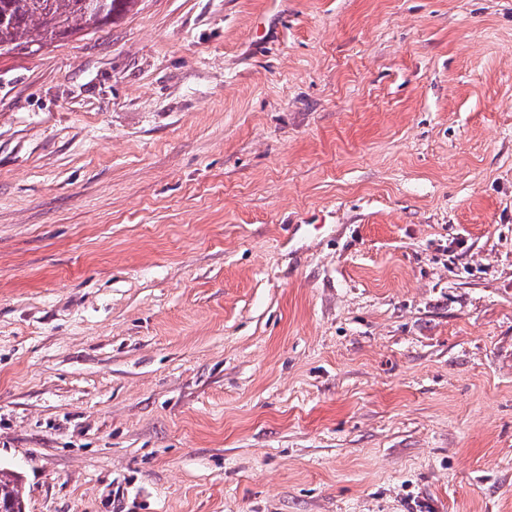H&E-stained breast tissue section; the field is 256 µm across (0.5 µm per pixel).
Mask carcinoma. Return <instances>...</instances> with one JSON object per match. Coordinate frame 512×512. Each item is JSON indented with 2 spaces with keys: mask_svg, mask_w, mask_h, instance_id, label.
Wrapping results in <instances>:
<instances>
[{
  "mask_svg": "<svg viewBox=\"0 0 512 512\" xmlns=\"http://www.w3.org/2000/svg\"><path fill=\"white\" fill-rule=\"evenodd\" d=\"M0 0V47L32 48L79 31H97L125 16L138 0ZM19 476L0 468V512H24Z\"/></svg>",
  "mask_w": 512,
  "mask_h": 512,
  "instance_id": "carcinoma-1",
  "label": "carcinoma"
}]
</instances>
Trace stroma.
I'll use <instances>...</instances> for the list:
<instances>
[{
	"label": "stroma",
	"mask_w": 512,
	"mask_h": 512,
	"mask_svg": "<svg viewBox=\"0 0 512 512\" xmlns=\"http://www.w3.org/2000/svg\"><path fill=\"white\" fill-rule=\"evenodd\" d=\"M0 467L26 512H512V0L0 57Z\"/></svg>",
	"instance_id": "35a3bbf8"
}]
</instances>
